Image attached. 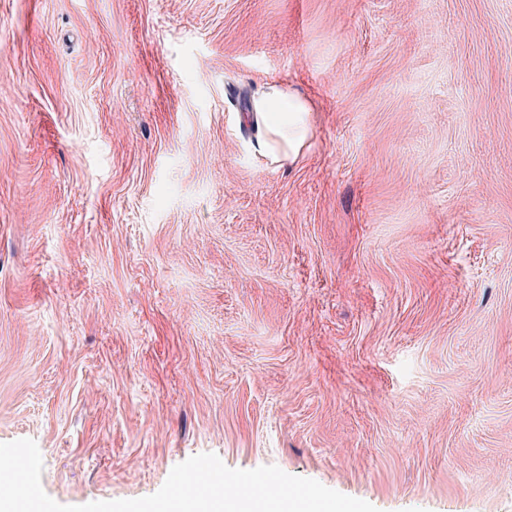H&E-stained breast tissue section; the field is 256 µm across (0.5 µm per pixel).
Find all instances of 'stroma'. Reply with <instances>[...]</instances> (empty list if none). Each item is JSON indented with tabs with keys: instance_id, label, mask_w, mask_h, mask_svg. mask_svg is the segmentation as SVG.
I'll use <instances>...</instances> for the list:
<instances>
[{
	"instance_id": "1",
	"label": "stroma",
	"mask_w": 512,
	"mask_h": 512,
	"mask_svg": "<svg viewBox=\"0 0 512 512\" xmlns=\"http://www.w3.org/2000/svg\"><path fill=\"white\" fill-rule=\"evenodd\" d=\"M308 147L255 150L276 80ZM65 505L213 453L512 512V0H0V442Z\"/></svg>"
}]
</instances>
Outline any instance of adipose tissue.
Here are the masks:
<instances>
[{
  "instance_id": "1",
  "label": "adipose tissue",
  "mask_w": 512,
  "mask_h": 512,
  "mask_svg": "<svg viewBox=\"0 0 512 512\" xmlns=\"http://www.w3.org/2000/svg\"><path fill=\"white\" fill-rule=\"evenodd\" d=\"M311 104L290 83L269 85L255 102V116L263 133L255 147L272 163L295 162L312 135Z\"/></svg>"
}]
</instances>
